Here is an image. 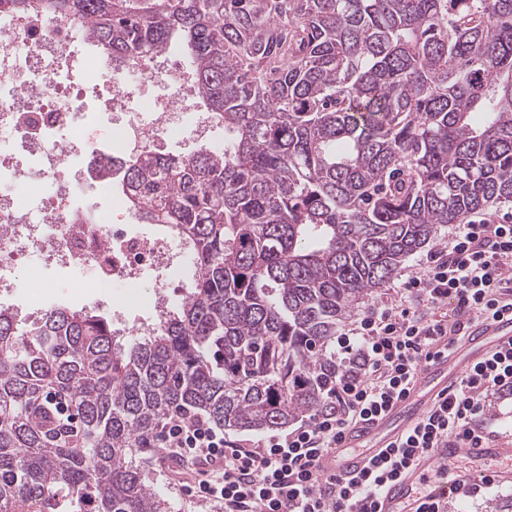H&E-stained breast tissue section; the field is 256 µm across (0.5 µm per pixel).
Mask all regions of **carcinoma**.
Listing matches in <instances>:
<instances>
[{"mask_svg":"<svg viewBox=\"0 0 512 512\" xmlns=\"http://www.w3.org/2000/svg\"><path fill=\"white\" fill-rule=\"evenodd\" d=\"M143 2L35 7L82 17L115 67L185 45L224 150L99 178L184 242L189 291L150 336L0 309V512H163L141 448L160 419L259 432L326 408L338 323L445 225L512 206V0Z\"/></svg>","mask_w":512,"mask_h":512,"instance_id":"1","label":"carcinoma"}]
</instances>
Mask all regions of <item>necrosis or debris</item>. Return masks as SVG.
<instances>
[{
	"mask_svg": "<svg viewBox=\"0 0 512 512\" xmlns=\"http://www.w3.org/2000/svg\"><path fill=\"white\" fill-rule=\"evenodd\" d=\"M82 21L72 14L45 18L0 11V298L14 297L19 267L31 268L30 318L47 281L36 274L45 262L84 268L93 294L117 282L149 281L147 319L130 322L114 310V327L140 334L157 327L167 310L166 294L179 287L184 254L180 243L134 230L123 194L112 197V222L82 207L83 184L71 171L98 156L89 134L90 109L112 118L113 161L160 149L182 128L196 142L208 141L221 123L198 111L190 68L168 53L144 55L137 65L115 68L88 40H76ZM96 107H89L91 94Z\"/></svg>",
	"mask_w": 512,
	"mask_h": 512,
	"instance_id": "obj_1",
	"label": "necrosis or debris"
}]
</instances>
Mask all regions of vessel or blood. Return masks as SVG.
Wrapping results in <instances>:
<instances>
[{"label":"vessel or blood","instance_id":"obj_1","mask_svg":"<svg viewBox=\"0 0 512 512\" xmlns=\"http://www.w3.org/2000/svg\"><path fill=\"white\" fill-rule=\"evenodd\" d=\"M510 343L512 311L505 310L494 318L475 323L463 343L451 352L436 355L420 368L404 398L381 417L350 429L342 448L326 460V472L343 477L359 473L370 457L395 446L440 400L448 387L455 384L467 366L485 359L497 347ZM461 455L502 461L497 478L502 481L512 479L511 447L496 442L471 447L451 440L427 450L388 484L377 500L378 512H410L408 504L414 501L415 491L419 488L434 498L454 495L459 484L473 478L471 472L448 469V462Z\"/></svg>","mask_w":512,"mask_h":512}]
</instances>
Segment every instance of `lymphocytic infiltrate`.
<instances>
[{"label": "lymphocytic infiltrate", "mask_w": 512, "mask_h": 512, "mask_svg": "<svg viewBox=\"0 0 512 512\" xmlns=\"http://www.w3.org/2000/svg\"><path fill=\"white\" fill-rule=\"evenodd\" d=\"M400 298L365 313L332 352L341 371L330 405L285 432L233 441L205 417L174 414L145 442L176 460L179 489L212 512H376V500L417 455L455 439L492 440L489 395H512V345L467 368L436 407L393 448L348 480L326 474L344 433L384 412L438 349L461 342L468 325L512 296V224L471 219L403 283Z\"/></svg>", "instance_id": "lymphocytic-infiltrate-1"}]
</instances>
